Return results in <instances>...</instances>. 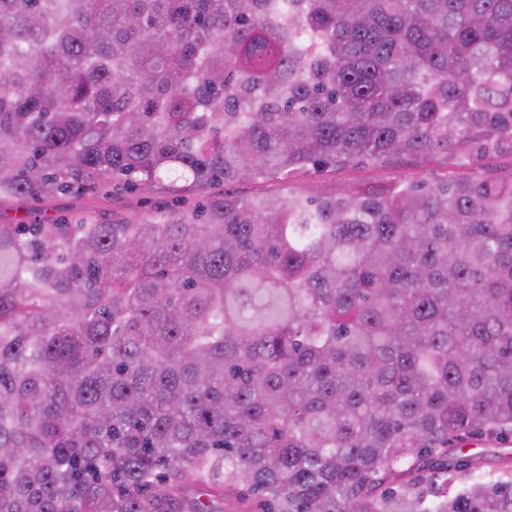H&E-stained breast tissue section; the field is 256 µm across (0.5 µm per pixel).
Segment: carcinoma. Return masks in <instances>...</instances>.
<instances>
[{
	"instance_id": "cac0c4a2",
	"label": "carcinoma",
	"mask_w": 512,
	"mask_h": 512,
	"mask_svg": "<svg viewBox=\"0 0 512 512\" xmlns=\"http://www.w3.org/2000/svg\"><path fill=\"white\" fill-rule=\"evenodd\" d=\"M505 154L512 0H0V209ZM508 435L512 173L0 222V512H512ZM508 451H512V438H509L506 443L475 439L469 444L464 445L461 451H458V454L462 459L470 462L469 472H471L473 477L486 480L491 470L489 464L491 459L499 453ZM219 506L221 512H264L271 510L265 498L246 492L224 495V501Z\"/></svg>"
}]
</instances>
